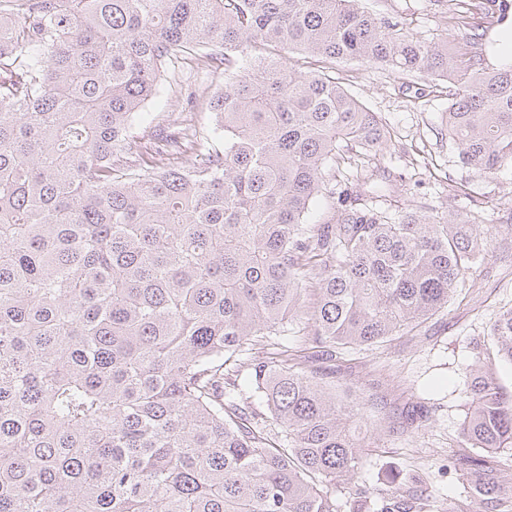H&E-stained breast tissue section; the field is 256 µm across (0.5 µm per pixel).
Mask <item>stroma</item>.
Wrapping results in <instances>:
<instances>
[{"instance_id": "35a3bbf8", "label": "stroma", "mask_w": 512, "mask_h": 512, "mask_svg": "<svg viewBox=\"0 0 512 512\" xmlns=\"http://www.w3.org/2000/svg\"><path fill=\"white\" fill-rule=\"evenodd\" d=\"M370 13L402 20L410 33L426 42L450 41L455 33L445 0H361ZM470 50L483 67L512 63V0L505 18L485 20ZM349 91L377 112L391 139L373 160L390 176L400 203L447 206L448 189L466 186L482 202L493 224L491 254L473 276L459 285L448 306L393 341L360 347L341 358L310 355V368L330 374L362 396L383 400L376 431L381 450L363 458L347 492L385 489L389 472L423 471L440 503L460 497L462 487L448 471V456L467 415L466 373L477 360L495 358L487 333L496 315L512 308V166L483 177L463 167L443 125L450 90L446 82L403 77L358 62L340 65ZM224 86V70L191 55L164 71L154 98L134 115L129 141L137 152L150 150L169 130L185 128L207 136L212 150L224 148L215 131L209 103ZM427 399L432 421L422 432L390 435L389 415L411 401Z\"/></svg>"}]
</instances>
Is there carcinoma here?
<instances>
[{"instance_id":"obj_1","label":"carcinoma","mask_w":512,"mask_h":512,"mask_svg":"<svg viewBox=\"0 0 512 512\" xmlns=\"http://www.w3.org/2000/svg\"><path fill=\"white\" fill-rule=\"evenodd\" d=\"M454 5L450 48L360 0H0V512H435L418 475L375 509L364 490L339 501L377 447L370 405L278 336L311 292L304 336L324 354L386 343L486 260L494 225L471 206L393 219L364 202L371 175L334 222L304 223L343 148L390 139L340 62L448 81L460 163L512 165V65L480 67L471 15L490 12ZM192 53L224 66V151L124 162L161 69ZM492 337L512 363V309ZM244 366L266 419L225 402ZM469 378L448 459L463 496L441 512H512V392L488 364ZM430 420L411 402L389 430Z\"/></svg>"}]
</instances>
